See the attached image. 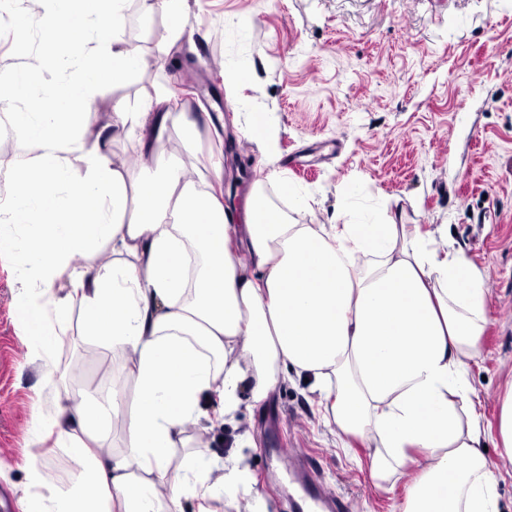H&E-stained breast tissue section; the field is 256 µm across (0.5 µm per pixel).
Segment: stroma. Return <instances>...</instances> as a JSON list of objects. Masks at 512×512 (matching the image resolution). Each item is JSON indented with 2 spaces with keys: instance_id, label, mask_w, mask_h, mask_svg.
Returning a JSON list of instances; mask_svg holds the SVG:
<instances>
[{
  "instance_id": "35a3bbf8",
  "label": "stroma",
  "mask_w": 512,
  "mask_h": 512,
  "mask_svg": "<svg viewBox=\"0 0 512 512\" xmlns=\"http://www.w3.org/2000/svg\"><path fill=\"white\" fill-rule=\"evenodd\" d=\"M37 0H0V71L45 59L40 77L0 116L24 111L47 85L68 79L70 56L46 58ZM136 47L146 68L125 82L89 91L94 121L86 130L110 137L112 160L137 150L136 137L113 129L116 105L139 111L169 94L172 112L208 114L194 161L221 164L213 192L242 210L254 191L249 177L279 179L309 196L294 211L303 224L344 221L345 209L370 215L387 208L407 231L448 227V239L485 273L487 327L479 358L466 377L485 429V456L497 481L501 512H512V465H503L496 438L499 401L512 384V0H188L181 33L165 40V16L141 10ZM266 114L276 152L265 157L252 140L249 115ZM142 173V163L124 165ZM27 244L0 252V512H23L26 465L33 455L71 478L74 464L53 438L36 441L32 420L64 401L28 361L15 316L17 280ZM78 405L113 395L112 449L127 445L125 418L137 392L125 358L85 328L70 304L54 347ZM234 418L205 400L211 421L194 425L192 441L175 448L169 480L194 461L199 473L244 454L253 496L263 512H297L288 482L273 467L290 449L311 463L314 478L345 512H394L405 481L377 486L371 445L344 447L310 386L294 370L262 402L238 390Z\"/></svg>"
}]
</instances>
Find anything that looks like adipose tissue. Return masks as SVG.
Masks as SVG:
<instances>
[{
  "mask_svg": "<svg viewBox=\"0 0 512 512\" xmlns=\"http://www.w3.org/2000/svg\"><path fill=\"white\" fill-rule=\"evenodd\" d=\"M125 2L41 0L47 44L79 69L32 111L12 115L34 155L15 167L14 192L0 200V248L13 244L9 228L24 229L30 269L19 280L17 318L30 362L50 383L66 305L48 291L74 255L111 246L116 261L74 274L71 297L88 330L128 354L138 408L120 454L109 440L116 408L61 404L37 416L35 434H55L78 474L62 481L32 460L25 512H182L198 476L164 480L202 396L217 394L233 415L241 384L251 382L262 401L282 366L312 375L341 439L374 443L378 483L409 476L400 512H499L479 417L456 408L470 400L466 367L482 350L483 273L462 249L430 232L406 235L389 214L296 224L254 195L233 213L183 160L196 150L198 119L158 101L112 115L151 141L172 127L179 136L180 155L159 167L148 154L146 177L128 190L108 139L82 135L93 118L87 89L107 73L121 82L147 61L120 36L102 48L72 37L86 22L119 19ZM240 248L251 266L239 262ZM357 253L371 264L356 268Z\"/></svg>",
  "mask_w": 512,
  "mask_h": 512,
  "instance_id": "adipose-tissue-1",
  "label": "adipose tissue"
}]
</instances>
